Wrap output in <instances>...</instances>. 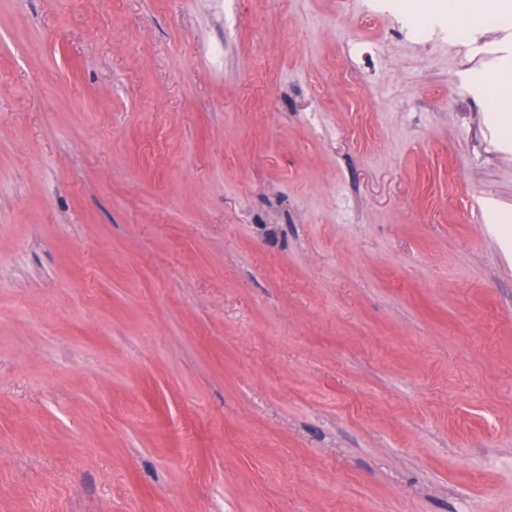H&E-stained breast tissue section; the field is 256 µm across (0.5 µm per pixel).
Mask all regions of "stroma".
I'll use <instances>...</instances> for the list:
<instances>
[{
  "label": "stroma",
  "instance_id": "obj_1",
  "mask_svg": "<svg viewBox=\"0 0 512 512\" xmlns=\"http://www.w3.org/2000/svg\"><path fill=\"white\" fill-rule=\"evenodd\" d=\"M511 37L0 0V512H512ZM500 94L490 105L489 112H512V62L511 58L498 69Z\"/></svg>",
  "mask_w": 512,
  "mask_h": 512
}]
</instances>
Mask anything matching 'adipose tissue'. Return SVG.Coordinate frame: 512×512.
I'll use <instances>...</instances> for the list:
<instances>
[{
  "mask_svg": "<svg viewBox=\"0 0 512 512\" xmlns=\"http://www.w3.org/2000/svg\"><path fill=\"white\" fill-rule=\"evenodd\" d=\"M386 8L408 28L426 22L433 27H447L452 37L473 28L512 27V14L496 0H418L411 6L404 0H387Z\"/></svg>",
  "mask_w": 512,
  "mask_h": 512,
  "instance_id": "1",
  "label": "adipose tissue"
}]
</instances>
